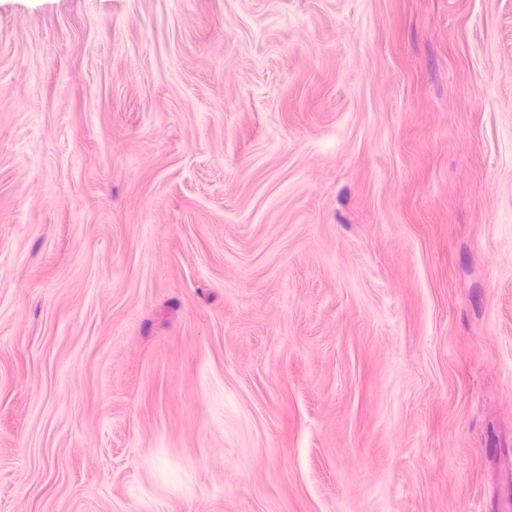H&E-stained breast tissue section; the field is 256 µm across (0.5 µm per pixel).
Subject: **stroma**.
<instances>
[{
  "label": "stroma",
  "instance_id": "obj_1",
  "mask_svg": "<svg viewBox=\"0 0 512 512\" xmlns=\"http://www.w3.org/2000/svg\"><path fill=\"white\" fill-rule=\"evenodd\" d=\"M0 512H512V0H0Z\"/></svg>",
  "mask_w": 512,
  "mask_h": 512
}]
</instances>
